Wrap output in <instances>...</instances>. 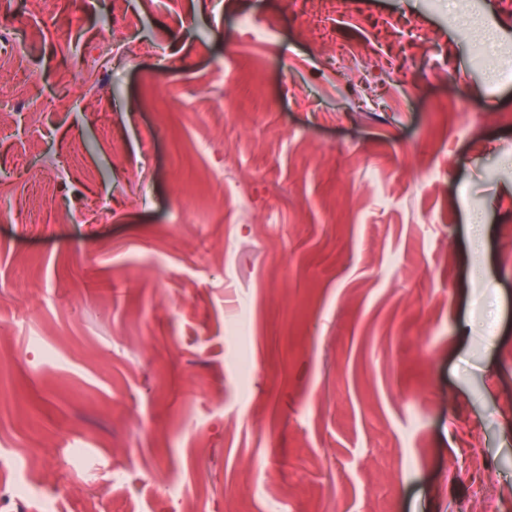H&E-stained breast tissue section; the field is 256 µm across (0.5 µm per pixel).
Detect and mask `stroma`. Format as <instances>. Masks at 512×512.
<instances>
[{
	"label": "stroma",
	"instance_id": "35a3bbf8",
	"mask_svg": "<svg viewBox=\"0 0 512 512\" xmlns=\"http://www.w3.org/2000/svg\"><path fill=\"white\" fill-rule=\"evenodd\" d=\"M1 210L0 460L37 497L512 512V0L0 4Z\"/></svg>",
	"mask_w": 512,
	"mask_h": 512
}]
</instances>
